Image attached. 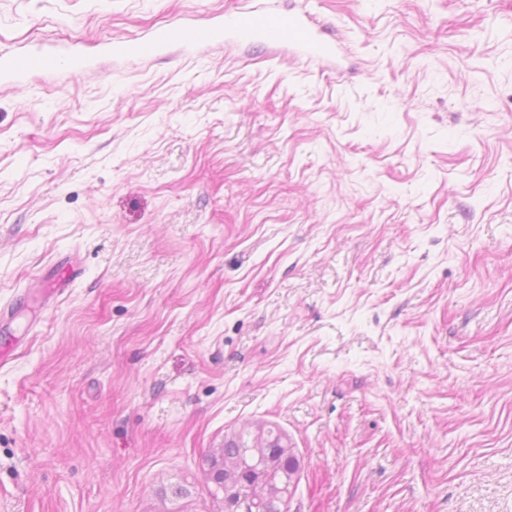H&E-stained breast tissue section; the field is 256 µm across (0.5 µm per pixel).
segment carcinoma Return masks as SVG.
<instances>
[{
  "label": "carcinoma",
  "mask_w": 512,
  "mask_h": 512,
  "mask_svg": "<svg viewBox=\"0 0 512 512\" xmlns=\"http://www.w3.org/2000/svg\"><path fill=\"white\" fill-rule=\"evenodd\" d=\"M206 475H216L215 493L224 512L242 494L256 495L257 512H273L288 499L299 475V461L286 434L270 425L247 426L204 458Z\"/></svg>",
  "instance_id": "obj_1"
}]
</instances>
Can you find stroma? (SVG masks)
<instances>
[{
	"mask_svg": "<svg viewBox=\"0 0 512 512\" xmlns=\"http://www.w3.org/2000/svg\"><path fill=\"white\" fill-rule=\"evenodd\" d=\"M238 2L0 0V55L86 60L0 78V512H224L257 421L288 512H512V0L108 49ZM224 28L244 39L300 49L316 61H324L338 50L337 46L320 39L312 25L301 16L274 9H242L225 21ZM278 448H288V454ZM244 464L254 467V471L244 477L242 481L248 484L224 485V474L232 472ZM205 472L209 480L216 475L215 493L218 499L222 493L224 512H234L232 503L242 494L257 493L255 501L259 508L256 512H275L281 509V503L288 500V491L295 484L299 475V461L293 448L286 439V434L270 425H254L243 427L234 433L228 440H224V448H217L204 458ZM241 481V482H242ZM274 485L280 489L277 499L266 496V486ZM237 511L248 512L252 506L250 497L241 496ZM282 511H288L286 502L282 503Z\"/></svg>",
	"mask_w": 512,
	"mask_h": 512,
	"instance_id": "stroma-1",
	"label": "stroma"
}]
</instances>
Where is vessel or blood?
<instances>
[{
    "mask_svg": "<svg viewBox=\"0 0 512 512\" xmlns=\"http://www.w3.org/2000/svg\"><path fill=\"white\" fill-rule=\"evenodd\" d=\"M231 30L239 37L259 40L272 45L289 46L302 50L311 59L323 61L332 57L336 47L318 37L312 25L298 15L282 13L274 9L250 7L236 12L224 25L212 27L206 33L207 40L220 39L224 30ZM189 34L180 28L160 29L149 38L140 41L114 43L115 51L127 56H150L165 44L188 39ZM71 64H78V57H71ZM63 58L56 54L15 53L0 57V68L19 73L35 70L51 71L63 66Z\"/></svg>",
    "mask_w": 512,
    "mask_h": 512,
    "instance_id": "obj_1",
    "label": "vessel or blood"
}]
</instances>
